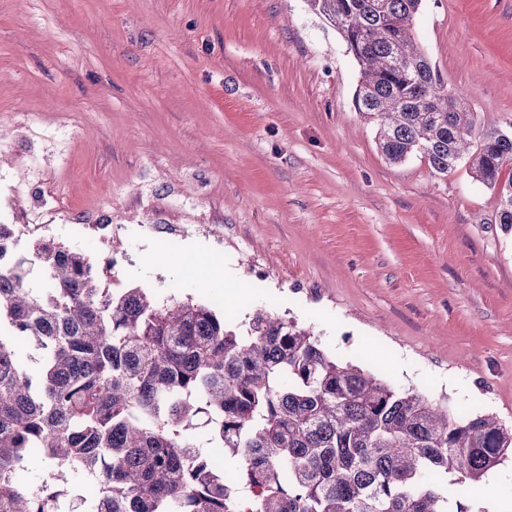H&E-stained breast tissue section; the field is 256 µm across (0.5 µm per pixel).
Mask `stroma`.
I'll list each match as a JSON object with an SVG mask.
<instances>
[{"instance_id":"1","label":"stroma","mask_w":512,"mask_h":512,"mask_svg":"<svg viewBox=\"0 0 512 512\" xmlns=\"http://www.w3.org/2000/svg\"><path fill=\"white\" fill-rule=\"evenodd\" d=\"M416 40L478 128H512V0H423ZM355 61L305 0H0V188L43 237L120 260L123 287L310 325L379 377L512 424V233L466 166L381 155ZM106 209L112 238L69 216ZM237 271L246 304L158 264L168 225ZM512 504V459L481 483Z\"/></svg>"}]
</instances>
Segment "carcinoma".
<instances>
[{
    "label": "carcinoma",
    "instance_id": "carcinoma-1",
    "mask_svg": "<svg viewBox=\"0 0 512 512\" xmlns=\"http://www.w3.org/2000/svg\"><path fill=\"white\" fill-rule=\"evenodd\" d=\"M306 2L359 67L354 104L384 159L420 156L443 177L466 164L512 231V133L475 132L418 48L422 0ZM4 232L0 512H75L72 482L97 487L91 512H448V478L479 482L512 456V425L341 362L290 318L259 310L230 330L205 304L104 287L72 245L34 238L10 258ZM17 340L41 350L36 373ZM198 428L231 460L217 465ZM36 457L44 477L27 486Z\"/></svg>",
    "mask_w": 512,
    "mask_h": 512
}]
</instances>
